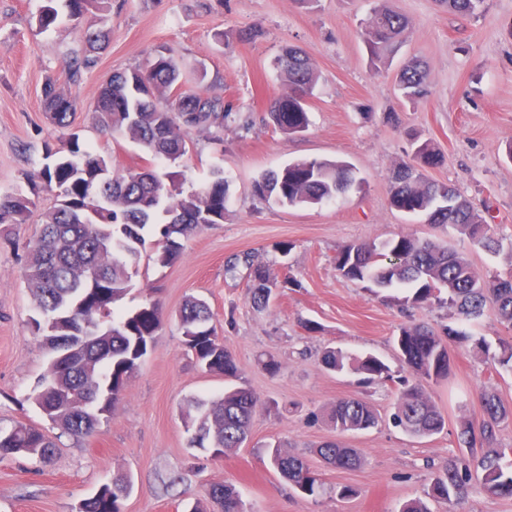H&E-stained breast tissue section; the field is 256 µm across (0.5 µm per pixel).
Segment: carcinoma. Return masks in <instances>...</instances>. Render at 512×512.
Returning a JSON list of instances; mask_svg holds the SVG:
<instances>
[{"instance_id": "cac0c4a2", "label": "carcinoma", "mask_w": 512, "mask_h": 512, "mask_svg": "<svg viewBox=\"0 0 512 512\" xmlns=\"http://www.w3.org/2000/svg\"><path fill=\"white\" fill-rule=\"evenodd\" d=\"M69 17L77 22L97 19L85 30L89 54L67 63L69 80L76 83L82 70L95 64L92 53L103 48L109 32L99 27L112 9V0H64ZM483 0H436L437 6L454 16H473ZM409 28L401 13L384 7L373 10L365 29L370 63L386 66L404 43ZM280 75L288 93L272 100L269 115L274 128L293 135L308 129L307 99L319 74L297 47H288L278 58ZM181 71L167 52L159 53L146 71L117 72L98 91L94 106L98 130L128 138L140 150L165 161L183 159L190 150L193 132L224 131L233 106L224 97L201 88H177ZM428 71L416 58L399 69L397 83L404 98L414 101L427 93ZM43 112L56 127L71 125L75 99L64 93L52 78L42 89ZM51 162L41 172L42 184L31 183L30 193L21 188L0 194V225L24 224L35 206L40 187L55 192L53 207L41 215L40 236L29 246L25 278L33 298L31 318L35 335L54 356L33 391L40 411L52 415L53 425L75 439L92 434L102 419L112 414L130 376L148 354L161 326L159 308L149 305L117 315L114 305L127 292L131 269L138 264L145 245L143 230L155 224L158 213L168 217L159 227L160 239L151 259L160 267L178 261L184 241L200 227L224 220L229 185L221 172L199 189H184L179 171L159 176L149 169L112 168V156L98 154L80 145L73 135L66 149L46 150ZM443 156L425 140L416 142L410 162L393 171L390 206L423 217L437 227L451 226L478 247L498 253L502 243L483 213L455 188L427 177V170L441 166ZM355 177L339 160L302 159L279 171L262 175L252 192L260 200L288 205H319L348 192ZM247 273L252 307L268 309L273 289L298 286L294 279L278 281L268 267L256 265L250 256H236L226 272L237 273L239 264ZM336 270L345 279L377 288L404 287V304L427 308L444 306L468 321L491 309L499 322L512 328V275L486 281L468 260L448 244L399 235L380 245L364 242L336 253ZM212 313L205 302L189 298L180 313L183 345L206 371L236 381L215 399H193L182 412L190 426V445L214 452L238 448L246 440L259 405L255 393L242 382L230 351L209 326ZM458 335L451 327L443 335L425 324L400 328L395 344L411 378L401 380L391 419L395 426L417 437L442 433L446 419L431 394V385L448 378L450 357L446 338ZM329 371L360 375L364 385L392 380L386 365L374 356H358L328 348L321 356ZM493 367L512 372V340H501L500 353L491 358ZM480 417L464 419L457 432L458 443L468 455L441 467L426 497L450 504L465 492L475 478L492 498L512 499V463L499 445L504 424L512 418L496 390L485 386L478 395ZM328 419L339 433L372 428L379 423L375 408L363 398L336 402ZM56 443L41 428L17 422L0 428V456L20 455L36 460L49 458ZM314 453L326 463L344 470L362 464L352 449L335 441L323 442ZM271 467L308 496L323 491V484L303 457L284 451V445L267 447ZM128 476L103 486L83 500L77 512H123L129 495ZM192 512H243L238 493L228 485H212Z\"/></svg>"}]
</instances>
